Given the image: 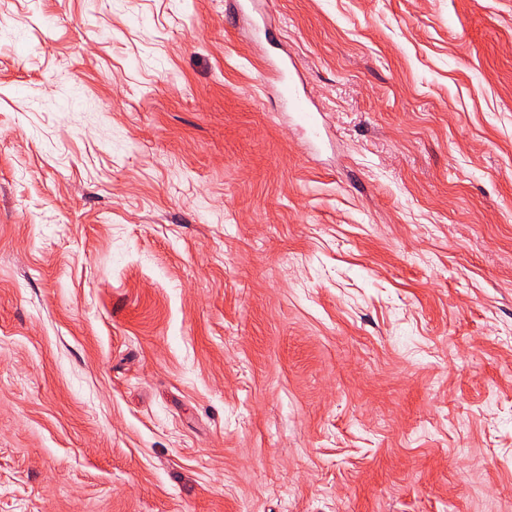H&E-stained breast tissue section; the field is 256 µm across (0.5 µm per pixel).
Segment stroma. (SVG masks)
<instances>
[{"mask_svg":"<svg viewBox=\"0 0 512 512\" xmlns=\"http://www.w3.org/2000/svg\"><path fill=\"white\" fill-rule=\"evenodd\" d=\"M258 3L0 0V512H512V0ZM269 67L276 75L279 82V96L287 104L289 112H293L301 123L311 124L314 111L309 97L299 87L301 77L295 61L291 58L281 59L277 62L271 61Z\"/></svg>","mask_w":512,"mask_h":512,"instance_id":"stroma-1","label":"stroma"}]
</instances>
